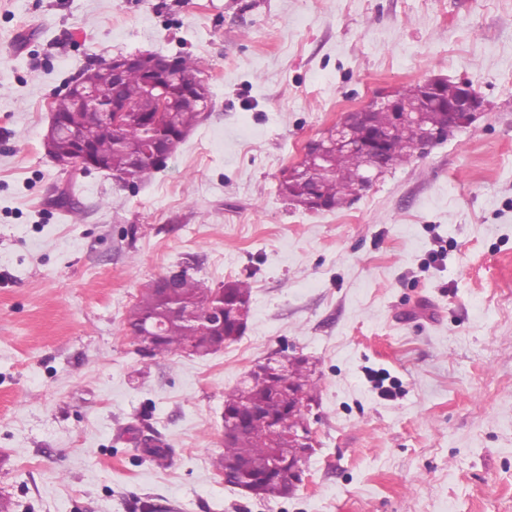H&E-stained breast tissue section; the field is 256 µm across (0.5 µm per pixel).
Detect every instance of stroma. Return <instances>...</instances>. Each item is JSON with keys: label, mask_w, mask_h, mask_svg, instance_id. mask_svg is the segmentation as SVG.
Here are the masks:
<instances>
[{"label": "stroma", "mask_w": 512, "mask_h": 512, "mask_svg": "<svg viewBox=\"0 0 512 512\" xmlns=\"http://www.w3.org/2000/svg\"><path fill=\"white\" fill-rule=\"evenodd\" d=\"M192 57L211 110L137 186L60 171L51 101L118 54ZM469 82L474 122L340 211L277 193L379 90ZM73 186L70 211L54 203ZM252 286L238 342L147 360L169 269ZM300 357L316 446L225 484V392ZM161 443L151 460L141 437ZM12 512H512V0H0V499Z\"/></svg>", "instance_id": "1"}]
</instances>
